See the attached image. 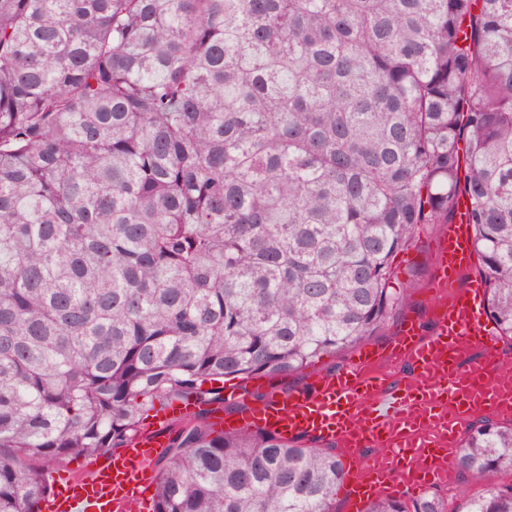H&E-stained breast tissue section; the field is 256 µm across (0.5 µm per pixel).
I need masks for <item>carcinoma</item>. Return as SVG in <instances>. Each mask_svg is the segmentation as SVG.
Masks as SVG:
<instances>
[{
	"mask_svg": "<svg viewBox=\"0 0 512 512\" xmlns=\"http://www.w3.org/2000/svg\"><path fill=\"white\" fill-rule=\"evenodd\" d=\"M461 196L512 338V0H0V512L172 401L152 512H336L335 445L210 406L386 330ZM452 465L512 512V426Z\"/></svg>",
	"mask_w": 512,
	"mask_h": 512,
	"instance_id": "cac0c4a2",
	"label": "carcinoma"
}]
</instances>
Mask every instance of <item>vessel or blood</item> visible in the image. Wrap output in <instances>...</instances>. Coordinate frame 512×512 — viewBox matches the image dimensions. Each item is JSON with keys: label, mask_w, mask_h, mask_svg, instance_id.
<instances>
[{"label": "vessel or blood", "mask_w": 512, "mask_h": 512, "mask_svg": "<svg viewBox=\"0 0 512 512\" xmlns=\"http://www.w3.org/2000/svg\"><path fill=\"white\" fill-rule=\"evenodd\" d=\"M430 244L432 285L452 291L449 301L432 300L431 333L407 319L387 353L364 345L336 374L318 379L311 389L272 395L251 406L238 389L224 395L227 402L247 406L229 430L261 428L284 439L337 444L348 468L344 483L352 494L353 512H363L369 502L389 493L414 498L427 492L460 444L463 418L473 413V401H481L489 412L512 416V406L502 407L497 390L498 337L485 313L486 286L477 276L464 288L456 286L474 256L465 216L443 225ZM462 343L478 351L474 364H460L457 347ZM385 357L409 364V376L396 379L379 371ZM189 411L184 403H172L126 447L57 483L48 512H115L125 503L136 512H150V464L167 445V427ZM369 448L387 456L389 465L365 460Z\"/></svg>", "instance_id": "1"}]
</instances>
